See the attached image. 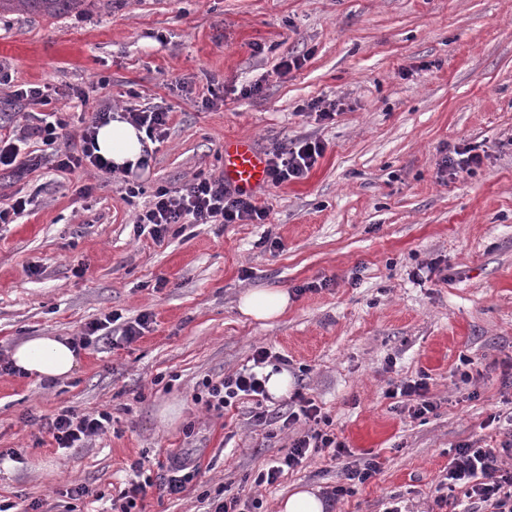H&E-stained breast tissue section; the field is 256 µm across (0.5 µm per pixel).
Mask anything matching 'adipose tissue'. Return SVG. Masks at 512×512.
<instances>
[{
  "mask_svg": "<svg viewBox=\"0 0 512 512\" xmlns=\"http://www.w3.org/2000/svg\"><path fill=\"white\" fill-rule=\"evenodd\" d=\"M95 143L98 155L112 166L139 173L147 162V153L153 145L144 131L113 113L109 123L99 126ZM290 297L278 288H255L245 292L239 300V311L257 321H270L284 315ZM14 366L21 372L44 381H54L73 374L79 365L76 350L67 338L38 336L17 346L12 354Z\"/></svg>",
  "mask_w": 512,
  "mask_h": 512,
  "instance_id": "1",
  "label": "adipose tissue"
}]
</instances>
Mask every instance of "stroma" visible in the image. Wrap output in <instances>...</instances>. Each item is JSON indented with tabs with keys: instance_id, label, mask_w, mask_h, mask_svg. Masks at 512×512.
Masks as SVG:
<instances>
[{
	"instance_id": "stroma-1",
	"label": "stroma",
	"mask_w": 512,
	"mask_h": 512,
	"mask_svg": "<svg viewBox=\"0 0 512 512\" xmlns=\"http://www.w3.org/2000/svg\"><path fill=\"white\" fill-rule=\"evenodd\" d=\"M289 55L303 66L278 75ZM0 63L5 131L22 120L12 93L24 84L56 87L48 109L65 113L74 144L102 106L170 112L138 198L91 169L0 171V200L35 198L0 226V359L37 336L79 337L111 311L152 317L132 344L82 350L70 377L0 374V505L108 512L133 460L167 454L199 473L177 496L149 488L146 512H206L221 492L277 512L296 488L341 484L343 461L313 454L256 485L305 429L277 417L289 396L265 400L263 425L247 402L221 416L194 403L203 379L264 347L355 459L382 462L327 512H440L455 447L494 444L490 415L512 410L493 367L512 352V0H86L52 17L0 14ZM314 100L334 119L300 115ZM229 136L267 153L312 137L326 151L306 179L257 193L267 223L137 236L149 191L220 174ZM464 145L483 163L449 176L441 160ZM431 261L447 281L418 275ZM265 287L289 291L287 313L245 318L241 295ZM464 355L484 364L468 384L453 375ZM422 372L438 408L415 419L384 392ZM66 407L108 410L112 427L54 447L39 418ZM77 485L89 495L71 497Z\"/></svg>"
}]
</instances>
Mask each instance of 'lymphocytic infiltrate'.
I'll use <instances>...</instances> for the list:
<instances>
[{
    "label": "lymphocytic infiltrate",
    "instance_id": "obj_1",
    "mask_svg": "<svg viewBox=\"0 0 512 512\" xmlns=\"http://www.w3.org/2000/svg\"><path fill=\"white\" fill-rule=\"evenodd\" d=\"M49 90L46 84H29L15 90V98L26 102L30 110L22 128L0 132V170L18 179L45 164L61 172L92 168L113 175L112 165L96 155L94 142L95 130L99 124L110 120V110L103 108L93 113L82 131L79 148L64 150L59 143L64 137L66 121L49 118L42 111L51 101ZM33 140L47 146V153L22 155V145ZM324 153V143L311 137L299 139L291 147L273 153L268 168L270 185L307 178ZM268 215V209L259 206L254 196L227 187L223 179L198 176L179 187H156L148 205L135 216L134 232L140 236L150 235L159 243L172 224H262ZM268 357L267 349H256L252 367L215 381H203V390L195 394V401L205 402L208 408L221 412L247 397L265 398V381L257 368ZM293 403V408L283 418V427L288 429L304 422L308 429L292 441L285 456L257 476V483H275L285 470L297 467L311 451L348 461L343 483L328 492L334 501L351 494L355 485L367 482L380 472L381 463L376 458L352 461L348 444L327 429L328 418L314 401L297 392ZM491 420L500 435L497 444L485 447L461 444L455 449L448 468L447 492L437 499L438 506L447 508L448 512H478L482 505L491 512H512V411L492 414ZM111 425L112 415L108 411L83 412L68 407L45 418L42 428L58 447L70 449L83 447L90 438L105 433ZM155 467L157 474L152 477L146 473L144 460L131 463L135 478L113 499L112 512H144L147 487L156 485L162 492L178 495L197 475L187 463L172 456L156 461Z\"/></svg>",
    "mask_w": 512,
    "mask_h": 512
}]
</instances>
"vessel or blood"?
<instances>
[{"label": "vessel or blood", "instance_id": "b4317fda", "mask_svg": "<svg viewBox=\"0 0 512 512\" xmlns=\"http://www.w3.org/2000/svg\"><path fill=\"white\" fill-rule=\"evenodd\" d=\"M224 182L234 188L258 193L268 183V157L254 143L242 136L224 140Z\"/></svg>", "mask_w": 512, "mask_h": 512}]
</instances>
